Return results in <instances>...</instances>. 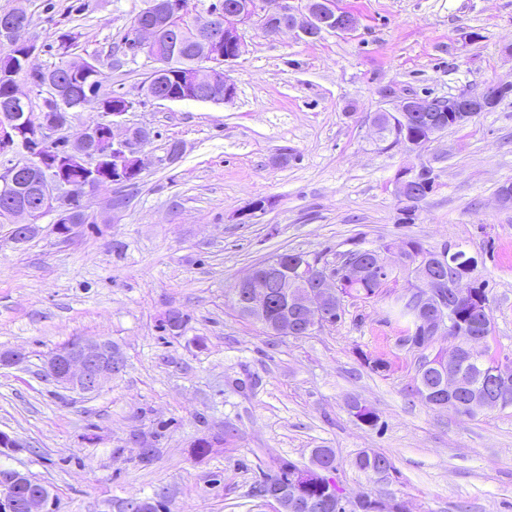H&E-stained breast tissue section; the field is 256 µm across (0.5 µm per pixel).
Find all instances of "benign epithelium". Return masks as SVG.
<instances>
[{
  "instance_id": "7a95c632",
  "label": "benign epithelium",
  "mask_w": 512,
  "mask_h": 512,
  "mask_svg": "<svg viewBox=\"0 0 512 512\" xmlns=\"http://www.w3.org/2000/svg\"><path fill=\"white\" fill-rule=\"evenodd\" d=\"M275 15L288 17V24L281 28H267V35H278L288 31L299 40L313 39L326 32L349 34L353 32L358 20L354 14L339 8L336 0H239L228 7L219 2L207 8L203 14H186L187 24L204 29L200 37L201 62L190 68L186 85L193 93L209 92L207 101L224 102L235 97L236 85L227 74L228 68L247 53V44L243 32L256 28ZM179 32V29L144 26L131 33L128 45L124 46L120 58L130 60L141 55V48L157 40L163 32ZM3 31L16 36L19 43L27 47L26 59L32 61L40 54L38 42L25 36V30L9 25ZM149 97L156 101L180 102L183 96L180 90H168L160 83L159 74L153 73L147 83ZM495 92L487 90L468 91L441 100L437 98L406 95L396 97L394 89L387 86L383 96L392 100L388 114L401 121L415 117L420 112L437 111V103L443 102L446 111L455 113V122L464 124L482 112H492L501 97L512 94V81L494 84ZM29 102V95L14 90L6 106L0 108V156L13 157L21 143L35 140L50 143L52 134L58 128L46 123L32 125L21 109ZM107 126L106 139L98 140V135L84 136L82 129L75 146L62 153H52L43 158H35L36 165H50L53 172H67L72 167L84 171L85 178L73 182L57 177L39 186L37 191L39 205L36 208L27 205H14L8 213V224L21 240L34 229L39 228L41 213L50 211L57 215L63 213V201L70 194L79 192L94 193L100 188L102 177L99 172L109 175L112 183H131L136 181L144 169L141 156L145 141L134 136L133 126L126 122V112H112L103 117ZM421 166L408 163L395 174V185L400 199L406 201L414 193V183ZM276 275L280 287L289 290L285 294L284 308L300 312L305 321L301 323V333L308 336L328 326L330 313L339 305L336 294V276L320 264H314L305 255H297L291 260L271 259L265 264V271L252 268L235 285L234 305L243 313L260 324L274 336L296 333V327L288 325V319L277 322L268 320L272 306L270 278ZM433 277L423 274L411 280L410 288L420 296L418 322L424 325L434 336H445L452 329V308L456 297L471 299L480 308H485L476 292L474 284L464 282L455 275L448 276V302H442L436 290L432 288ZM119 354L112 343L105 338H83L75 345L64 350L50 352L44 363V374L59 388L82 395L99 393L112 376L121 369ZM442 388L448 390V409L459 415H467L482 409H497L512 402V366L503 364L491 371L495 382V392L490 396L477 397L469 402L455 400L456 391L462 386V376L458 371L456 357H448V367L439 368ZM30 474L14 468L0 470V495H8L11 484ZM298 489L286 492L276 490L265 497V501L276 504L277 512H293Z\"/></svg>"
}]
</instances>
